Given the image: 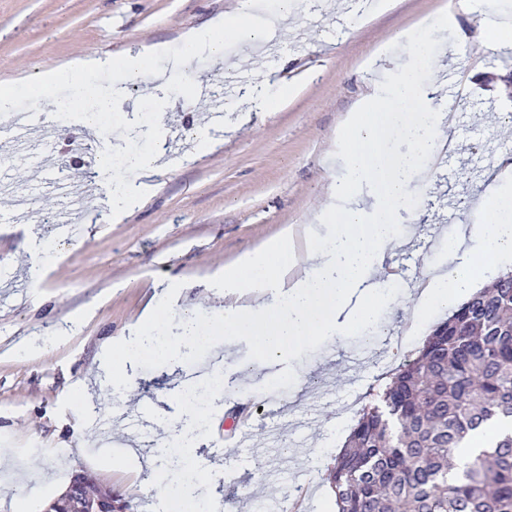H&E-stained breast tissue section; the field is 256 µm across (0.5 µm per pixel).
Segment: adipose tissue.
Instances as JSON below:
<instances>
[{
	"label": "adipose tissue",
	"mask_w": 512,
	"mask_h": 512,
	"mask_svg": "<svg viewBox=\"0 0 512 512\" xmlns=\"http://www.w3.org/2000/svg\"><path fill=\"white\" fill-rule=\"evenodd\" d=\"M414 64L403 67L387 93L388 104L356 115L347 125V143L336 155L341 170L330 186L335 219L332 234L309 240L299 249L296 236L284 230L263 248L242 253L223 270L211 274L213 287L223 289L229 303L220 314L225 335L252 337L262 356L283 357L307 340L342 337L352 329L378 324L385 309L399 294L389 277L388 259L400 241L398 208L412 192L423 160L446 139L438 113L424 104L417 64L433 57L429 38L412 42ZM122 65L130 75L153 73L151 54L140 52L121 58L89 54L77 59L73 73ZM397 133L413 146L396 167H389L385 144ZM130 170L137 182L120 183L112 193V214L126 215L136 187H150L151 160L131 155ZM370 181L378 197L358 196L357 184ZM480 223L463 226L448 242L443 269L428 274L415 317L454 307L474 294L483 269L494 268L502 256L512 254V181L490 184ZM162 340L156 313H149L133 337L112 347L111 385H128L129 367L138 353Z\"/></svg>",
	"instance_id": "obj_1"
}]
</instances>
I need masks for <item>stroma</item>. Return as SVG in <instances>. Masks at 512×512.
Listing matches in <instances>:
<instances>
[{
	"instance_id": "stroma-1",
	"label": "stroma",
	"mask_w": 512,
	"mask_h": 512,
	"mask_svg": "<svg viewBox=\"0 0 512 512\" xmlns=\"http://www.w3.org/2000/svg\"><path fill=\"white\" fill-rule=\"evenodd\" d=\"M238 0H0V86L13 100L38 83L42 70L66 67L89 53L121 56L162 42L172 48L200 24L223 17ZM448 0H301L295 40L273 33L274 49L252 53L243 41L223 60L192 59L183 71L207 90L191 100L170 94L160 116L163 151L154 177L160 189L120 222L99 158L105 148L140 138L102 134L85 122L49 118L31 144L16 146L0 133V512L13 496L44 512L52 485L78 474L111 488L139 512L145 485L161 487L159 512L192 483V512H336L325 481L343 448L352 418L342 404L386 383L409 356L393 336L408 309L392 306L378 344L358 332L304 345L292 357L259 359L246 337L227 341L220 321L205 330L207 347L183 349L178 362L160 352L138 356L124 392L108 382L106 339L129 337L147 308L171 306L176 315L216 312L222 290L206 281L218 267L263 245L285 228L303 231L328 203L338 170L333 161L350 113L383 94L402 65L412 63L410 35L434 38L440 50L420 66L427 106L454 114L458 147L430 179L413 185L417 203L401 210L403 245L392 261L397 291L413 293L438 268L448 232L481 220L470 199L497 177L512 156V52L485 46L482 23H511L512 0H472L457 27L437 25ZM280 78L295 87L275 112H254L248 86ZM221 103L222 125L208 122ZM76 189L93 186L96 202L83 209L79 229L65 234L68 211L44 181L49 170ZM41 258L42 275L30 264ZM366 353L349 366L348 356ZM227 375L203 410L199 441L179 446V464L141 451L156 437L157 420H179L190 391ZM90 397L76 398L79 382ZM281 398L280 413L268 399ZM247 405L243 427L258 441L227 448L210 419ZM82 448L71 466L59 448ZM314 478L302 492L303 475Z\"/></svg>"
}]
</instances>
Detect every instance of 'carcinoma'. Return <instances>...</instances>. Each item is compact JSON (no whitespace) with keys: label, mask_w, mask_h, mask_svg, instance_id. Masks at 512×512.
Instances as JSON below:
<instances>
[{"label":"carcinoma","mask_w":512,"mask_h":512,"mask_svg":"<svg viewBox=\"0 0 512 512\" xmlns=\"http://www.w3.org/2000/svg\"><path fill=\"white\" fill-rule=\"evenodd\" d=\"M512 271L434 324L358 413L326 480L336 512H512ZM496 430L454 472L458 449Z\"/></svg>","instance_id":"carcinoma-1"}]
</instances>
